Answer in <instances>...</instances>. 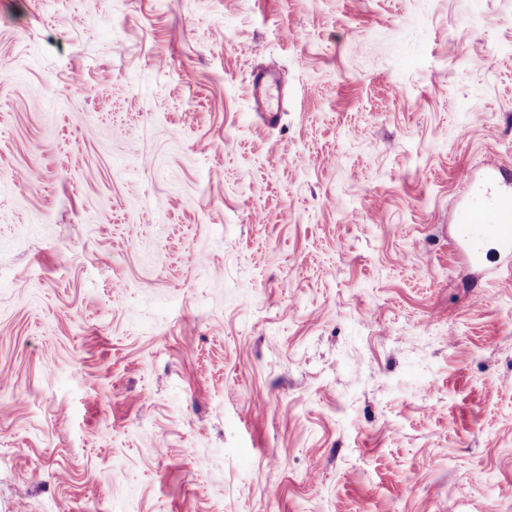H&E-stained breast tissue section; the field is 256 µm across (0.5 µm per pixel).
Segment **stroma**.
Wrapping results in <instances>:
<instances>
[{"label":"stroma","instance_id":"1","mask_svg":"<svg viewBox=\"0 0 512 512\" xmlns=\"http://www.w3.org/2000/svg\"><path fill=\"white\" fill-rule=\"evenodd\" d=\"M502 191L512 0H0V512H512ZM467 235L477 241H491L499 251L512 255V199L499 198L491 207L470 208L463 215Z\"/></svg>","mask_w":512,"mask_h":512}]
</instances>
